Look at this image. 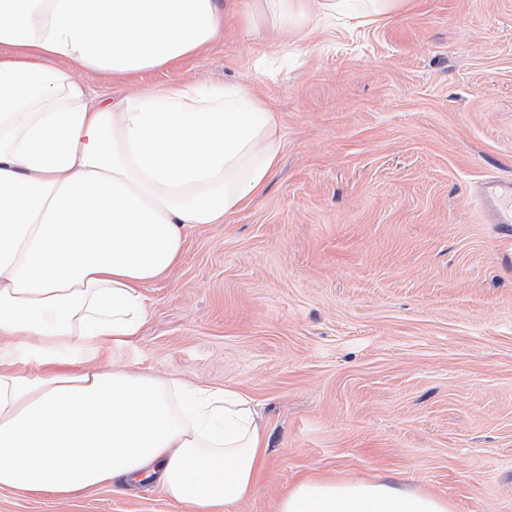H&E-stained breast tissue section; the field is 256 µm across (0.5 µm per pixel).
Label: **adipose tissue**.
<instances>
[{"instance_id": "adipose-tissue-1", "label": "adipose tissue", "mask_w": 512, "mask_h": 512, "mask_svg": "<svg viewBox=\"0 0 512 512\" xmlns=\"http://www.w3.org/2000/svg\"><path fill=\"white\" fill-rule=\"evenodd\" d=\"M296 31L379 21L401 0H255ZM224 27L219 0H0V488L69 497L158 473L189 512H234L267 460L254 401L232 388L87 367L138 336L142 287L180 262L193 224L267 188L277 113L239 85L90 98L66 59L133 74L178 65ZM277 512H451L397 481L307 477Z\"/></svg>"}]
</instances>
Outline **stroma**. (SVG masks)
Returning a JSON list of instances; mask_svg holds the SVG:
<instances>
[{"mask_svg": "<svg viewBox=\"0 0 512 512\" xmlns=\"http://www.w3.org/2000/svg\"><path fill=\"white\" fill-rule=\"evenodd\" d=\"M224 31L175 69L80 71L91 95L240 84L277 112L265 193L186 230L142 290L139 336L91 363L254 399L268 459L236 512L305 475L393 477L452 512H512V235L477 195L512 178V0H405L296 35L221 0ZM0 512H180L164 488Z\"/></svg>", "mask_w": 512, "mask_h": 512, "instance_id": "1", "label": "stroma"}]
</instances>
